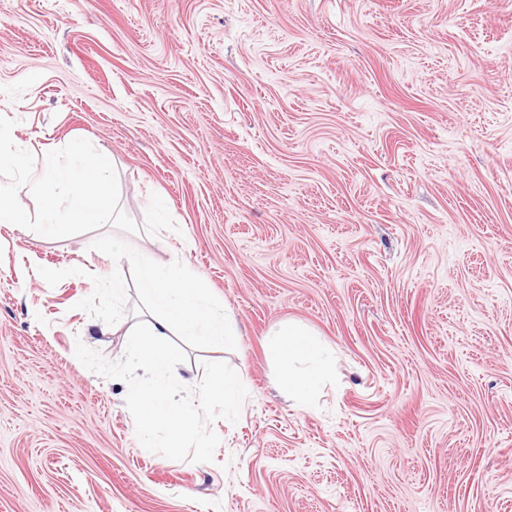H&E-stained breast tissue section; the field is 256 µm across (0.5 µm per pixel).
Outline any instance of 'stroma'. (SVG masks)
Masks as SVG:
<instances>
[{
    "instance_id": "35a3bbf8",
    "label": "stroma",
    "mask_w": 512,
    "mask_h": 512,
    "mask_svg": "<svg viewBox=\"0 0 512 512\" xmlns=\"http://www.w3.org/2000/svg\"><path fill=\"white\" fill-rule=\"evenodd\" d=\"M0 115L113 158L124 241L238 324L178 381L248 392L213 462L144 450L73 355L122 359L135 287L106 325L94 233L0 223V512H512V0H0ZM288 320L333 356L305 406Z\"/></svg>"
}]
</instances>
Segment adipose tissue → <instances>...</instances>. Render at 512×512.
I'll return each instance as SVG.
<instances>
[{
	"label": "adipose tissue",
	"mask_w": 512,
	"mask_h": 512,
	"mask_svg": "<svg viewBox=\"0 0 512 512\" xmlns=\"http://www.w3.org/2000/svg\"><path fill=\"white\" fill-rule=\"evenodd\" d=\"M271 347L276 358L288 368L283 382L289 396L306 403L326 378L330 365L317 341L293 324L275 332Z\"/></svg>",
	"instance_id": "obj_1"
}]
</instances>
